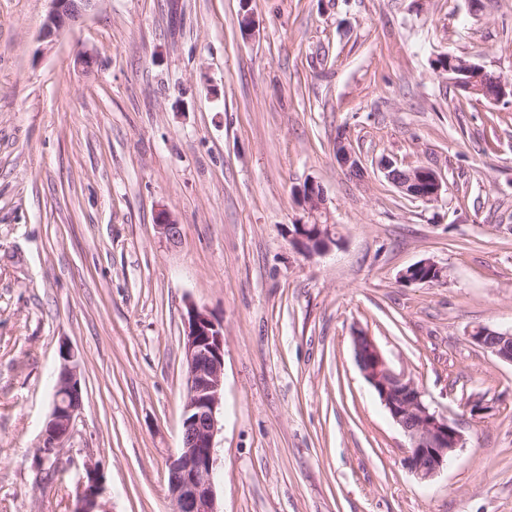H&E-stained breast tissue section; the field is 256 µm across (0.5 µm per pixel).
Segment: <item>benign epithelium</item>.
I'll list each match as a JSON object with an SVG mask.
<instances>
[{
	"mask_svg": "<svg viewBox=\"0 0 512 512\" xmlns=\"http://www.w3.org/2000/svg\"><path fill=\"white\" fill-rule=\"evenodd\" d=\"M98 0H50L51 8L42 26V39H53L91 11ZM447 73L458 89L468 93L485 91L487 77L481 66L463 59H451ZM386 179L403 193L425 200L440 198L443 183L431 168L420 167L408 175L387 162L382 165ZM300 192L309 221L292 225L288 237L305 254H323L336 241L333 225L325 221L327 209L323 188L314 181ZM157 229L169 243L181 238L180 225L166 212L157 218ZM430 269L443 279L435 263L423 260L409 266L401 275L414 282L413 273ZM471 341L497 358L512 364V331L500 332L478 327L470 333ZM356 363L374 388L393 421L410 443L407 464L421 481L435 476L447 466L463 445L462 435L448 418L432 412L422 399V392L405 374L396 372L367 333L353 336ZM186 364V395L182 415V440L169 462L168 484L174 512H219L216 506L214 438L218 432L219 411L224 392L223 325L209 312L188 307L183 339ZM61 367L55 387L52 410L38 449L41 464L58 460L61 443L69 434L83 406L82 388L73 364L74 354L67 346L60 348ZM73 512H110L105 501V481L96 467H87L86 478L77 487Z\"/></svg>",
	"mask_w": 512,
	"mask_h": 512,
	"instance_id": "7a95c632",
	"label": "benign epithelium"
}]
</instances>
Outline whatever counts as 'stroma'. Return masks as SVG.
<instances>
[{"label": "stroma", "instance_id": "35a3bbf8", "mask_svg": "<svg viewBox=\"0 0 512 512\" xmlns=\"http://www.w3.org/2000/svg\"><path fill=\"white\" fill-rule=\"evenodd\" d=\"M250 8L246 40L240 0H97L48 43L49 0H0V512H73L90 465L110 512H172L191 304L224 325L219 512H512V364L469 339L512 330V99L433 65L512 78V0ZM384 159L435 170L440 198L401 193ZM309 180L322 255L288 239ZM422 260L443 281L403 282ZM361 330L463 435L429 481L359 370ZM64 343L83 408L42 465ZM451 66H448V59L443 56H439L435 61L434 65L436 69L443 68L448 70L445 71L452 75V79L458 89L468 94L483 93L485 91V85L487 83L486 73L490 77L498 76L499 74L494 72L486 71L480 65L465 61L463 59H454L452 55L448 54Z\"/></svg>", "mask_w": 512, "mask_h": 512}]
</instances>
